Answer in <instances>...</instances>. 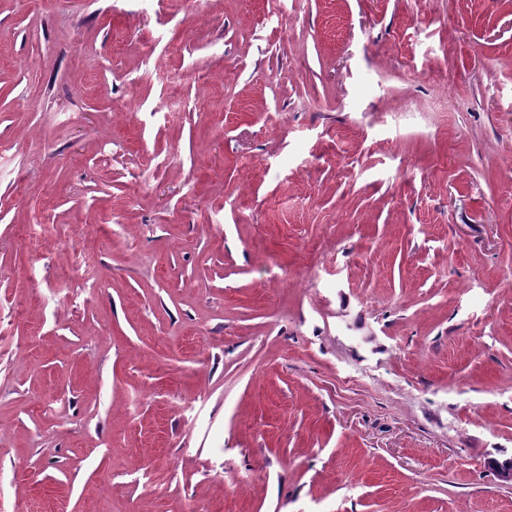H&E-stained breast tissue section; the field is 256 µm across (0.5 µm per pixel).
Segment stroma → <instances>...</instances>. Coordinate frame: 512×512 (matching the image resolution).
<instances>
[{"instance_id":"obj_1","label":"stroma","mask_w":512,"mask_h":512,"mask_svg":"<svg viewBox=\"0 0 512 512\" xmlns=\"http://www.w3.org/2000/svg\"><path fill=\"white\" fill-rule=\"evenodd\" d=\"M509 458L512 0H0V512H512Z\"/></svg>"}]
</instances>
